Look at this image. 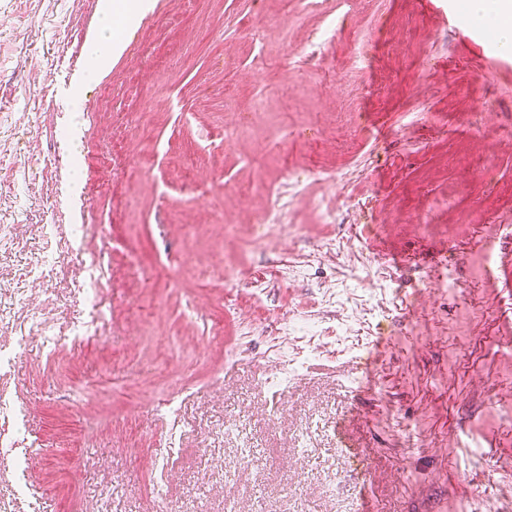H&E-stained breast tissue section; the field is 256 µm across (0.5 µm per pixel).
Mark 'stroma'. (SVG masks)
<instances>
[{"label": "stroma", "mask_w": 512, "mask_h": 512, "mask_svg": "<svg viewBox=\"0 0 512 512\" xmlns=\"http://www.w3.org/2000/svg\"><path fill=\"white\" fill-rule=\"evenodd\" d=\"M101 8L0 0V512H512V280L458 254L512 217V67L475 21L151 0L90 77Z\"/></svg>", "instance_id": "1"}]
</instances>
